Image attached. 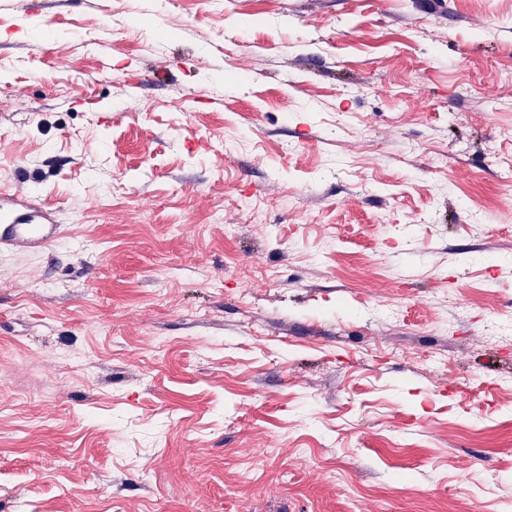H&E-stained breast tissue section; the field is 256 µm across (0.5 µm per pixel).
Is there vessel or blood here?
Here are the masks:
<instances>
[{
	"label": "vessel or blood",
	"instance_id": "1",
	"mask_svg": "<svg viewBox=\"0 0 512 512\" xmlns=\"http://www.w3.org/2000/svg\"><path fill=\"white\" fill-rule=\"evenodd\" d=\"M61 235L47 213L29 204L25 198L0 204V249L27 251L51 245Z\"/></svg>",
	"mask_w": 512,
	"mask_h": 512
}]
</instances>
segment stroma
<instances>
[{
  "instance_id": "35a3bbf8",
  "label": "stroma",
  "mask_w": 512,
  "mask_h": 512,
  "mask_svg": "<svg viewBox=\"0 0 512 512\" xmlns=\"http://www.w3.org/2000/svg\"><path fill=\"white\" fill-rule=\"evenodd\" d=\"M507 169L512 0H0V512H512ZM0 199V249L27 251L42 249L60 238L58 224L48 214L29 204L24 197L12 199L8 207ZM3 227V229H2Z\"/></svg>"
}]
</instances>
